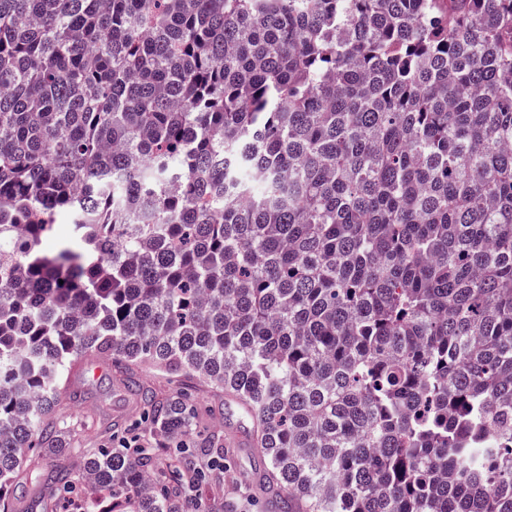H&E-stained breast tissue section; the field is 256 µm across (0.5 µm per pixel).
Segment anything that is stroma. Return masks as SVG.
<instances>
[{
	"mask_svg": "<svg viewBox=\"0 0 512 512\" xmlns=\"http://www.w3.org/2000/svg\"><path fill=\"white\" fill-rule=\"evenodd\" d=\"M142 381L162 397L190 391L202 417L198 436L215 431L230 440L224 448L223 468L213 470L198 492L204 512H224L229 502L238 504L241 512H269L265 495L255 483L263 457L251 440L250 421L242 417L237 407L211 392L206 383L189 381L179 372L146 369ZM73 383L78 396L67 403L61 419L63 432L71 442L67 463L75 467L94 449L107 444L108 436L102 430L105 422L138 423L140 403L114 383L112 359L107 354L86 358Z\"/></svg>",
	"mask_w": 512,
	"mask_h": 512,
	"instance_id": "obj_1",
	"label": "stroma"
}]
</instances>
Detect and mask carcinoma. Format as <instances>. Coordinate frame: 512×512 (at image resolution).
I'll return each instance as SVG.
<instances>
[{"label":"carcinoma","instance_id":"obj_1","mask_svg":"<svg viewBox=\"0 0 512 512\" xmlns=\"http://www.w3.org/2000/svg\"><path fill=\"white\" fill-rule=\"evenodd\" d=\"M93 353L186 461L138 369L240 400L272 512H512V0H0V512ZM80 471L193 512L136 433Z\"/></svg>","mask_w":512,"mask_h":512}]
</instances>
